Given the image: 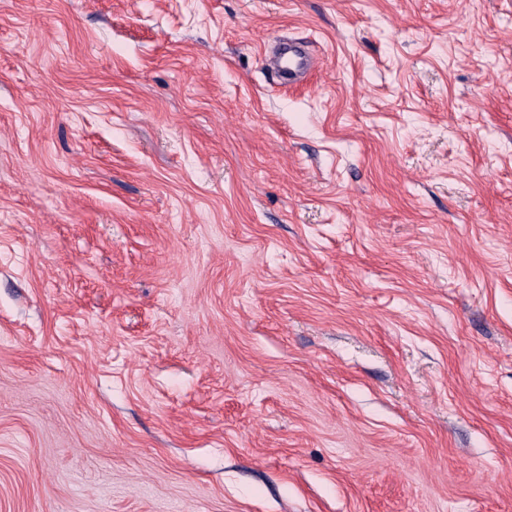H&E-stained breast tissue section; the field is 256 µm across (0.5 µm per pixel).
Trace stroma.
I'll return each instance as SVG.
<instances>
[{"label": "stroma", "mask_w": 512, "mask_h": 512, "mask_svg": "<svg viewBox=\"0 0 512 512\" xmlns=\"http://www.w3.org/2000/svg\"><path fill=\"white\" fill-rule=\"evenodd\" d=\"M0 512H512V0H0ZM313 67V57L307 50L288 43V47L281 49L274 70L277 74L288 72L289 81H298L305 78Z\"/></svg>", "instance_id": "35a3bbf8"}]
</instances>
